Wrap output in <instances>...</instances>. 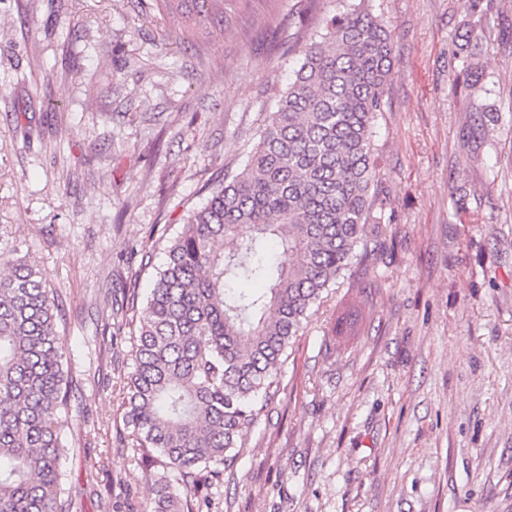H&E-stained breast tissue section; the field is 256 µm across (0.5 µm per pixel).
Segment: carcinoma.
Instances as JSON below:
<instances>
[{
	"label": "carcinoma",
	"instance_id": "carcinoma-1",
	"mask_svg": "<svg viewBox=\"0 0 512 512\" xmlns=\"http://www.w3.org/2000/svg\"><path fill=\"white\" fill-rule=\"evenodd\" d=\"M173 1L193 26L220 2L154 7ZM464 25L459 52L470 72L477 22ZM391 53L379 17L340 0L244 167L171 241L139 317L125 411L154 512L211 506L210 490L279 391L281 357L310 311L353 261L372 255L371 134ZM57 307L37 265L0 246V512L71 509L61 460L73 379Z\"/></svg>",
	"mask_w": 512,
	"mask_h": 512
}]
</instances>
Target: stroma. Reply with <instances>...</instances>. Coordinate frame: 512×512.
<instances>
[{
	"label": "stroma",
	"mask_w": 512,
	"mask_h": 512,
	"mask_svg": "<svg viewBox=\"0 0 512 512\" xmlns=\"http://www.w3.org/2000/svg\"><path fill=\"white\" fill-rule=\"evenodd\" d=\"M392 37L369 241L302 329L210 512H512V44L482 0H369ZM337 0H224L191 36L144 0H0V240L59 291L73 512H152L125 424L133 330L168 240L241 169ZM482 22V19H478L477 21H470L467 20L464 22V26L466 25L468 29V35L467 40H465V43L459 45V52L461 54L462 58V65L466 72L472 73V70L478 65V62L475 63V56L478 55L476 52V49L478 47L477 37L474 35L475 29L477 28L478 24ZM475 40V43H474Z\"/></svg>",
	"instance_id": "obj_1"
}]
</instances>
